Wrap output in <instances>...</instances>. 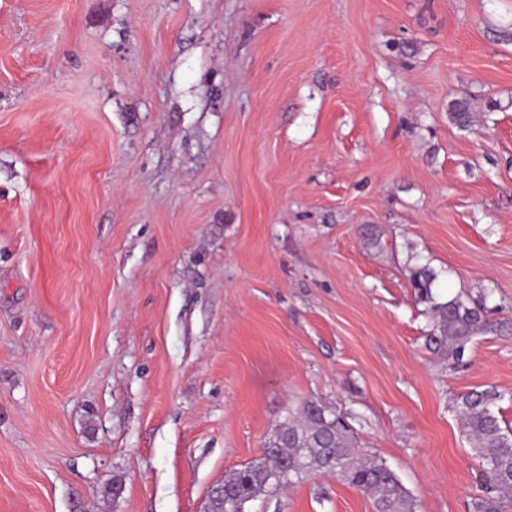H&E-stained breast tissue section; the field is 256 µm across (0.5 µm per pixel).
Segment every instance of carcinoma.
<instances>
[{
    "instance_id": "obj_1",
    "label": "carcinoma",
    "mask_w": 512,
    "mask_h": 512,
    "mask_svg": "<svg viewBox=\"0 0 512 512\" xmlns=\"http://www.w3.org/2000/svg\"><path fill=\"white\" fill-rule=\"evenodd\" d=\"M437 274L428 266L410 269L418 300L428 304L433 331L427 345L448 352L459 362L473 340L503 327L489 318L482 303L459 297L447 301L433 293ZM504 395L494 390L472 391L458 397L460 417L471 452L480 466L479 494L473 512H507L512 507V430L502 426L495 411ZM347 414L321 401H307L296 415L278 426L279 438L266 442L261 455L225 476L224 485L209 498L206 512H246V505L272 497L316 473H330L370 495L375 512H416L414 497L399 475L378 457L356 448Z\"/></svg>"
}]
</instances>
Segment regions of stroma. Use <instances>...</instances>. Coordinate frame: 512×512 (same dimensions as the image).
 Masks as SVG:
<instances>
[{"label": "stroma", "instance_id": "stroma-1", "mask_svg": "<svg viewBox=\"0 0 512 512\" xmlns=\"http://www.w3.org/2000/svg\"><path fill=\"white\" fill-rule=\"evenodd\" d=\"M418 263L512 321V0H0V512H203L307 400L468 512L512 331L430 352Z\"/></svg>", "mask_w": 512, "mask_h": 512}]
</instances>
